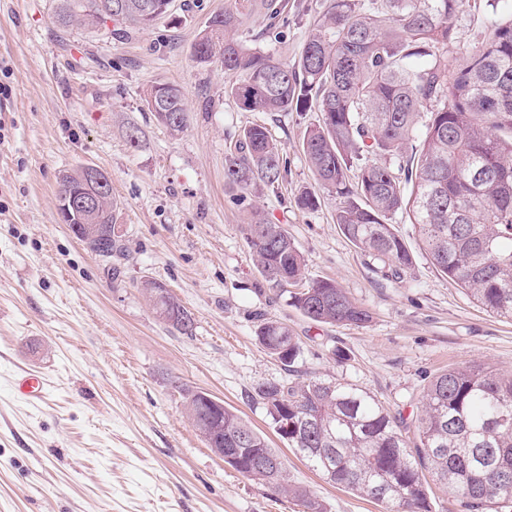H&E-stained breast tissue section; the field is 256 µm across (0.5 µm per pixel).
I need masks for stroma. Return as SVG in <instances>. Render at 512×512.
<instances>
[{
  "instance_id": "35a3bbf8",
  "label": "stroma",
  "mask_w": 512,
  "mask_h": 512,
  "mask_svg": "<svg viewBox=\"0 0 512 512\" xmlns=\"http://www.w3.org/2000/svg\"><path fill=\"white\" fill-rule=\"evenodd\" d=\"M236 3L245 7L237 39L284 61L326 7L288 0L287 24L269 31L259 0H173L168 18L126 35L55 28L58 0H0L11 88L0 100V512H302L207 448L187 416L186 387L264 433L289 484L324 512H385L309 469L255 388L316 376L368 390L408 419L436 374L474 363L512 374V320L440 272L408 219L395 227L414 260L396 272L341 232L335 194L319 190L315 209L297 208L296 192L315 184L302 139L319 112L245 111L225 95L221 64L192 57L208 19ZM162 82L184 92L183 132L148 109ZM254 124L269 128L286 169L278 187L242 198L224 183V156ZM87 164L112 181L126 248L113 276L56 209L61 172ZM256 210L287 228L307 279L336 281L370 322L316 323L269 290L242 231ZM148 278L191 313V334L156 317L141 293ZM262 318L299 336L296 375L258 344ZM23 370L44 374L42 400L16 392Z\"/></svg>"
}]
</instances>
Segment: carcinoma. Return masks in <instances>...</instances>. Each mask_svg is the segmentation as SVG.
I'll list each match as a JSON object with an SVG mask.
<instances>
[{"instance_id": "1", "label": "carcinoma", "mask_w": 512, "mask_h": 512, "mask_svg": "<svg viewBox=\"0 0 512 512\" xmlns=\"http://www.w3.org/2000/svg\"><path fill=\"white\" fill-rule=\"evenodd\" d=\"M172 0H59L55 23L98 29H147L167 16ZM463 0H328L326 12L288 64L235 38L237 7L212 15L193 45L194 60L221 62L224 92L250 112L321 114L306 130L302 149L320 186L342 198L336 224L359 249L399 270L412 253L394 219L418 229L438 269L486 311L512 319V0H490L479 46H461L456 17ZM268 18H288V0H262ZM460 47L453 60L448 48ZM148 108L171 131L186 127L181 88L159 83ZM397 164L392 168L386 163ZM285 171L268 128L244 129L224 158L225 184L245 195L259 182L275 187ZM84 167L64 174L57 197L83 183ZM296 206L314 209L304 188ZM81 224L74 235L99 256L122 251L113 238L112 189L92 206L74 200ZM263 281L281 296L298 285L306 260L288 231L258 213L243 228ZM143 291L157 318L185 310L174 297ZM290 293V292H288ZM290 305L318 323L363 326L371 314L334 281L316 279L290 293ZM259 345L291 370L301 342L288 323L264 318ZM186 406L200 419L214 414L219 429L194 423L207 447L222 448L238 472L300 502L303 512H324L299 487L288 486L280 457L265 436L208 394L184 389ZM255 399L275 431L306 465L328 482L385 505L386 512H431L426 477L457 497L465 512H492L512 500V375L478 366L435 375L412 426L420 444L410 448L406 419L371 392L320 378L268 382Z\"/></svg>"}]
</instances>
